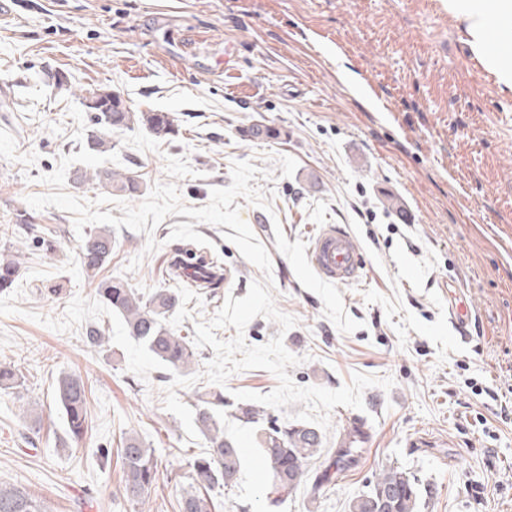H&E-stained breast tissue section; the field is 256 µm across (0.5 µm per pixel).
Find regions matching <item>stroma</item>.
Here are the masks:
<instances>
[{"instance_id":"stroma-1","label":"stroma","mask_w":512,"mask_h":512,"mask_svg":"<svg viewBox=\"0 0 512 512\" xmlns=\"http://www.w3.org/2000/svg\"><path fill=\"white\" fill-rule=\"evenodd\" d=\"M0 28V256H16L24 289L19 313L0 316V361L22 374L19 394H0V481L18 484L50 512H177L189 487V463L207 452L164 406L171 372L141 379L114 343L94 349L86 325L58 332L27 311L63 319L75 296L97 300L77 260L72 213L34 210L25 198L64 191L103 195L76 183V171L112 169L140 176L142 194L176 183L185 205L199 208L213 188L231 183V165L260 168L254 184L264 210L237 198L242 218L272 260L277 308L296 326L256 317L245 328L257 346L283 336L303 359L296 384L336 389L353 373L389 377L371 387L363 409L330 414L323 470L347 431L359 429V465L331 481L300 486L272 504L256 483L260 431L234 418L233 394H266L276 377L262 369L231 375L224 395V435L242 454L237 484L218 496L217 512H349L380 469L415 475L419 512H512V420L500 404L512 389V92L470 52L463 24L447 0H10ZM231 54L230 69L219 68ZM64 71L70 88L49 85ZM109 87L134 111L172 113L179 132L159 139L143 126L112 135L105 153L89 150L84 98ZM280 130L254 139L253 126ZM399 207L392 210L388 199ZM26 212L29 234L14 231ZM288 241L311 242L321 225H343L364 263L357 281L340 285L360 329L340 332L320 297L298 281L275 246L274 225ZM53 233L54 251L40 244ZM159 247L146 252L148 240ZM107 276L148 294L179 291L167 319L194 337L226 297L241 298L262 272L221 228L170 215L152 234L112 232ZM210 255L219 288H190L168 263L174 248ZM143 261L127 271L135 256ZM469 310V336L449 320L452 298ZM87 382L88 430L73 441L54 401L60 372ZM39 405L40 423L21 408ZM139 435L162 462L145 506L121 493L116 449Z\"/></svg>"}]
</instances>
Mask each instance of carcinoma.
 Returning <instances> with one entry per match:
<instances>
[{
    "mask_svg": "<svg viewBox=\"0 0 512 512\" xmlns=\"http://www.w3.org/2000/svg\"><path fill=\"white\" fill-rule=\"evenodd\" d=\"M97 106L87 108L93 114V125L87 134L90 150L106 152L112 149V132L134 125L145 127L157 138L175 135L177 125L169 112H134L120 95L110 88L90 91ZM97 181L113 195L134 197L140 184L134 176L112 170L82 173L77 180ZM78 260L89 279H95L112 261V235L105 229L89 234L78 245ZM19 277V265L13 258H0V292L14 286ZM96 293L112 310L120 314L129 336L147 343L149 351L159 361L175 371H183L194 363V352L185 337L167 326V318L180 306V295L170 288H161L145 297L137 294L120 279H102ZM19 386L16 369L0 364V390ZM57 401L64 411L72 438L82 439L88 429L87 390L84 380L75 373L61 375L56 384ZM224 405V396L214 401L200 399L196 426L210 443L209 452L190 463V489L181 495L179 512H214L213 492L232 488L241 469L239 449L224 439V426L214 408ZM238 419L246 423H264L267 413L253 406L238 408ZM362 434L351 430L343 436L327 467L316 474L313 484L329 481L357 465L363 453ZM323 435L304 424L261 428V456L271 475V493L288 495L310 480V466L322 452ZM123 469V496L133 504H146L157 484L161 462L155 450L145 446L136 435H127L118 449ZM420 492L418 480L400 466H390L375 476L371 489L349 504V512H417ZM0 512H48L44 502L26 489L0 482Z\"/></svg>",
    "mask_w": 512,
    "mask_h": 512,
    "instance_id": "obj_1",
    "label": "carcinoma"
}]
</instances>
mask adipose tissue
<instances>
[{"mask_svg": "<svg viewBox=\"0 0 512 512\" xmlns=\"http://www.w3.org/2000/svg\"><path fill=\"white\" fill-rule=\"evenodd\" d=\"M448 10L464 22L471 53L492 73L504 92H512V56L500 47L512 43V0H448ZM496 32L499 48L489 44V32Z\"/></svg>", "mask_w": 512, "mask_h": 512, "instance_id": "ef3b65f1", "label": "adipose tissue"}]
</instances>
